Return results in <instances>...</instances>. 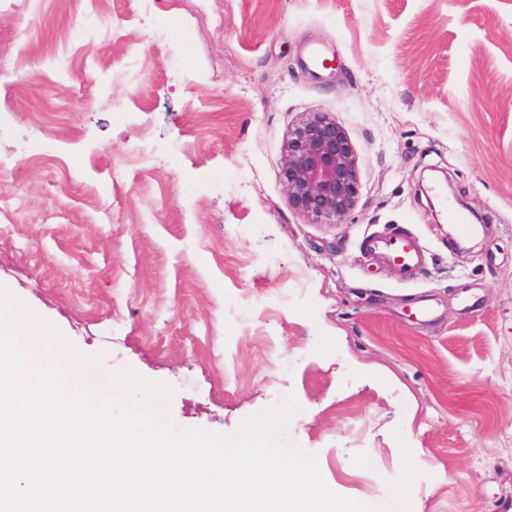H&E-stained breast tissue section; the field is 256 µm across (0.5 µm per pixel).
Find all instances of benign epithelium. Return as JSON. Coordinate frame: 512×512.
Returning a JSON list of instances; mask_svg holds the SVG:
<instances>
[{"label": "benign epithelium", "mask_w": 512, "mask_h": 512, "mask_svg": "<svg viewBox=\"0 0 512 512\" xmlns=\"http://www.w3.org/2000/svg\"><path fill=\"white\" fill-rule=\"evenodd\" d=\"M281 173L296 212L341 224L359 195L357 155L330 112H307L283 143Z\"/></svg>", "instance_id": "1"}]
</instances>
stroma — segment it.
Instances as JSON below:
<instances>
[{"mask_svg":"<svg viewBox=\"0 0 512 512\" xmlns=\"http://www.w3.org/2000/svg\"><path fill=\"white\" fill-rule=\"evenodd\" d=\"M164 2L0 0V285L171 385L179 425L231 433L290 392L286 436L335 493L385 501L407 448L411 512H506L512 0ZM315 111L358 157L340 224L283 188ZM443 176L483 227L461 249ZM401 227L427 252L407 284L359 248Z\"/></svg>","mask_w":512,"mask_h":512,"instance_id":"stroma-1","label":"stroma"}]
</instances>
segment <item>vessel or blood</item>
<instances>
[{"label": "vessel or blood", "mask_w": 512, "mask_h": 512, "mask_svg": "<svg viewBox=\"0 0 512 512\" xmlns=\"http://www.w3.org/2000/svg\"><path fill=\"white\" fill-rule=\"evenodd\" d=\"M361 250L368 257L388 263L404 283L412 281L426 262V254L413 235L401 230L388 235H366Z\"/></svg>", "instance_id": "vessel-or-blood-1"}]
</instances>
